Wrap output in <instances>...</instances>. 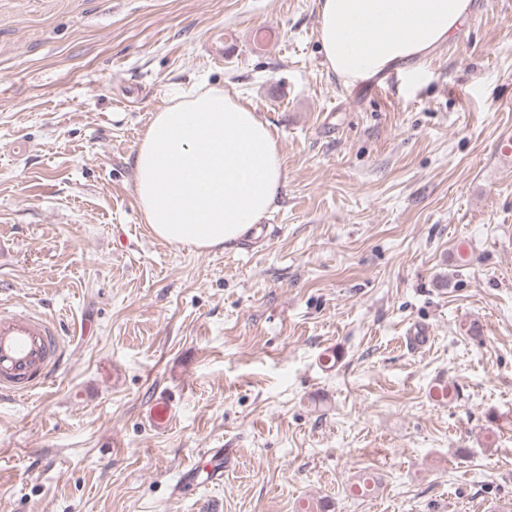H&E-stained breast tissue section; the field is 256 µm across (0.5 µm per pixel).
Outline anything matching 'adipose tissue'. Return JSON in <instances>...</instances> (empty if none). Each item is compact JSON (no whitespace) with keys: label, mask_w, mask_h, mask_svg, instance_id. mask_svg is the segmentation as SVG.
I'll list each match as a JSON object with an SVG mask.
<instances>
[{"label":"adipose tissue","mask_w":512,"mask_h":512,"mask_svg":"<svg viewBox=\"0 0 512 512\" xmlns=\"http://www.w3.org/2000/svg\"><path fill=\"white\" fill-rule=\"evenodd\" d=\"M469 0H319L327 66L347 82L420 60L458 32ZM135 194L158 238L233 249L283 185L268 124L222 87L154 112L133 157Z\"/></svg>","instance_id":"obj_1"}]
</instances>
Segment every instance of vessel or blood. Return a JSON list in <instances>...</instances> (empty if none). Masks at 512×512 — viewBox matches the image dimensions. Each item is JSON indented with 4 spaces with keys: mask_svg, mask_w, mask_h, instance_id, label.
<instances>
[{
    "mask_svg": "<svg viewBox=\"0 0 512 512\" xmlns=\"http://www.w3.org/2000/svg\"><path fill=\"white\" fill-rule=\"evenodd\" d=\"M494 158L512 169V126L502 128L495 140ZM62 362L55 321L29 308L0 304V394L25 396L44 387ZM174 415L168 395L155 398L147 412L151 428L165 429Z\"/></svg>",
    "mask_w": 512,
    "mask_h": 512,
    "instance_id": "b4317fda",
    "label": "vessel or blood"
}]
</instances>
